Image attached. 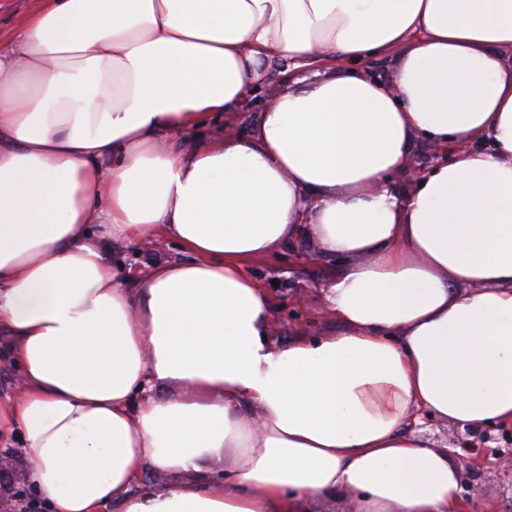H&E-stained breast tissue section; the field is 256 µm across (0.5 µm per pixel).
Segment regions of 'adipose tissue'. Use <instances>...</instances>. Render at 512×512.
Instances as JSON below:
<instances>
[{
    "label": "adipose tissue",
    "mask_w": 512,
    "mask_h": 512,
    "mask_svg": "<svg viewBox=\"0 0 512 512\" xmlns=\"http://www.w3.org/2000/svg\"><path fill=\"white\" fill-rule=\"evenodd\" d=\"M324 50L391 85L302 76ZM509 50L512 0H36L0 47V433L52 512H467L417 427L512 422ZM418 136L453 157L401 197ZM156 236L191 261L124 287L112 244ZM301 237L348 259V330L279 344L244 264ZM371 61L377 62L379 65H381L382 69L384 70V73H383V70L379 69L376 66L375 67L365 66L361 70V66L363 67L364 65H366L367 62H371ZM348 67L352 68V69H356L358 71L361 70V72L371 80L379 81L384 84H388V82H391V79H392L393 71L395 68V59L390 56H371V57L366 58L365 60H363L362 62H360L358 64L350 65ZM385 77L387 80L385 79ZM285 84H281L280 88H271L269 92L264 97V103L262 105H258L256 99L253 97L252 93L257 90L253 89L249 94H247L239 104V108L241 110L246 111H255V112H237L238 106L235 108L234 118L235 122L241 129V133H250L254 130L259 117V112L257 110H261L264 112L267 108H269L275 100L277 94L283 91ZM0 334V408L4 410L22 388L21 373L19 368L6 356H2V348L6 336Z\"/></svg>",
    "instance_id": "adipose-tissue-1"
}]
</instances>
